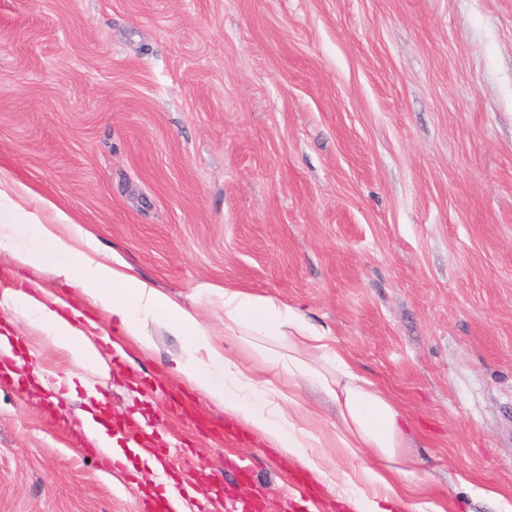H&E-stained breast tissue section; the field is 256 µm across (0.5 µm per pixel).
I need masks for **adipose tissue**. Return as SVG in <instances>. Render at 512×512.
Masks as SVG:
<instances>
[{
    "label": "adipose tissue",
    "mask_w": 512,
    "mask_h": 512,
    "mask_svg": "<svg viewBox=\"0 0 512 512\" xmlns=\"http://www.w3.org/2000/svg\"><path fill=\"white\" fill-rule=\"evenodd\" d=\"M0 250L11 264L31 271L25 286L0 292V306L19 314L43 343L75 365L52 383L47 382L42 367H27L30 385L61 391L69 398L83 392L76 416L88 440L107 458L124 457L118 439L96 416L105 396L95 380L110 372L100 346L110 337L98 334L96 321L81 325L63 312V299L41 286V276L74 285L79 299L118 318L126 340L142 352L154 348L149 324L178 336L182 342L176 366L180 381L288 457L318 469L313 449L319 439L300 426L299 414L283 410V391L267 387L261 375L244 376L195 312L140 280L119 255L101 256L91 231L75 223L53 201L36 197L4 167H0ZM223 297L225 335L260 336L279 343L284 352L275 357V364L289 378L309 379L335 404V443L340 452L355 458L362 449L371 450L374 465L362 467L357 475L341 476L356 512H389L393 503L403 512H445L434 500L394 486V476L412 473L410 466L398 463V453L407 442L406 418L372 380L355 371L326 331L270 297L231 288L225 289Z\"/></svg>",
    "instance_id": "1"
}]
</instances>
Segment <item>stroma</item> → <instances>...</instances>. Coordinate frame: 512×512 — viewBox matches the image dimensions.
<instances>
[{
  "instance_id": "1",
  "label": "stroma",
  "mask_w": 512,
  "mask_h": 512,
  "mask_svg": "<svg viewBox=\"0 0 512 512\" xmlns=\"http://www.w3.org/2000/svg\"><path fill=\"white\" fill-rule=\"evenodd\" d=\"M0 167L196 311L243 374L263 364L225 335L223 290L292 306L405 414L446 512H498L483 487L512 503V0H0ZM2 322L27 364L70 368ZM151 333L97 387L199 512H307L299 472L321 512H355L336 480L354 461L325 444L303 469L181 384L178 338ZM298 394L329 432L334 406ZM55 408L0 375V512H142L149 473L80 454Z\"/></svg>"
}]
</instances>
